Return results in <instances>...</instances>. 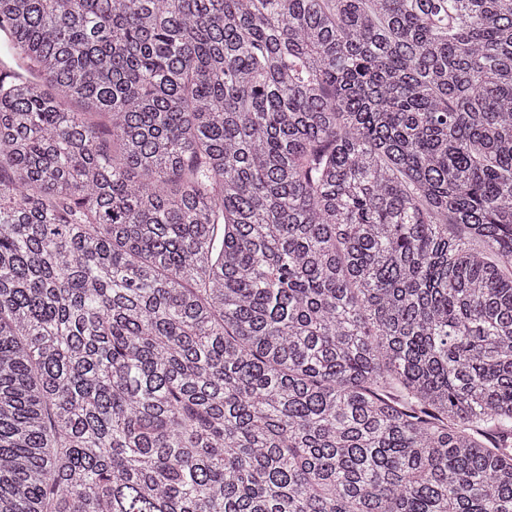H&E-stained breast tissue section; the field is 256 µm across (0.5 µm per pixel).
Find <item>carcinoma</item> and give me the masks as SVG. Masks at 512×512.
I'll return each mask as SVG.
<instances>
[{
  "mask_svg": "<svg viewBox=\"0 0 512 512\" xmlns=\"http://www.w3.org/2000/svg\"><path fill=\"white\" fill-rule=\"evenodd\" d=\"M0 512H512V0H0Z\"/></svg>",
  "mask_w": 512,
  "mask_h": 512,
  "instance_id": "carcinoma-1",
  "label": "carcinoma"
}]
</instances>
